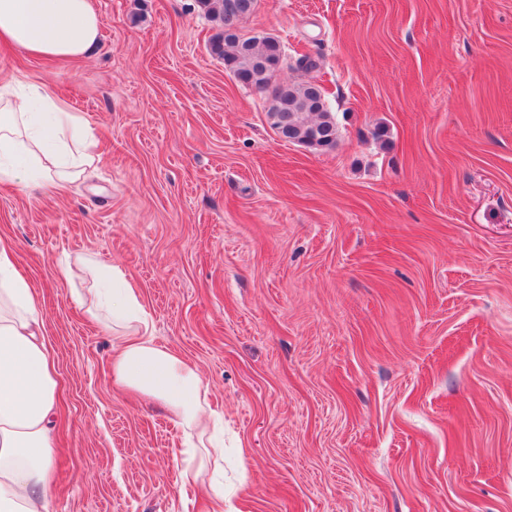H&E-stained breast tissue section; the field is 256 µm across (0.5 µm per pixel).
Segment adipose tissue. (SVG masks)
I'll return each mask as SVG.
<instances>
[{"label":"adipose tissue","instance_id":"obj_1","mask_svg":"<svg viewBox=\"0 0 512 512\" xmlns=\"http://www.w3.org/2000/svg\"><path fill=\"white\" fill-rule=\"evenodd\" d=\"M101 27L93 0H0V44L34 57L83 59ZM93 146L87 123L44 87L0 83V183L77 182L98 162ZM77 270L96 284L85 306L112 338L113 386L164 406L194 452L179 475L181 493L201 492L211 512H225L223 481L203 477L211 457L224 454V416L210 408L203 378L156 344L151 317L119 267L89 256L64 274ZM55 391L34 290L0 242V512H50Z\"/></svg>","mask_w":512,"mask_h":512}]
</instances>
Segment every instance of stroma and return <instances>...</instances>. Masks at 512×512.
Here are the masks:
<instances>
[{"mask_svg": "<svg viewBox=\"0 0 512 512\" xmlns=\"http://www.w3.org/2000/svg\"><path fill=\"white\" fill-rule=\"evenodd\" d=\"M94 4L88 59L0 46V82L45 86L100 156L0 184L55 362L51 512H210L164 409L112 386L61 272L87 256L208 382L237 512H512V0H257L241 31L325 88L329 149L277 137L198 0Z\"/></svg>", "mask_w": 512, "mask_h": 512, "instance_id": "35a3bbf8", "label": "stroma"}]
</instances>
